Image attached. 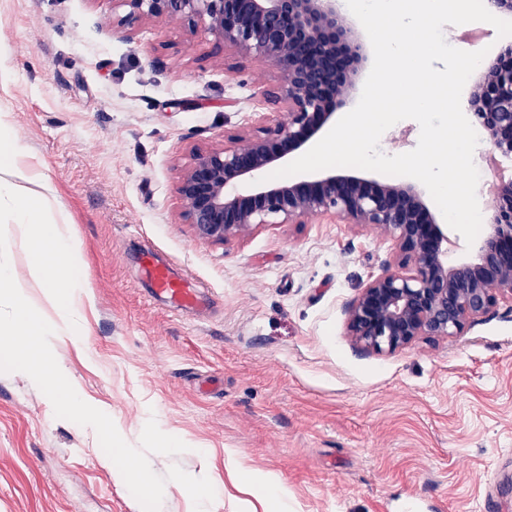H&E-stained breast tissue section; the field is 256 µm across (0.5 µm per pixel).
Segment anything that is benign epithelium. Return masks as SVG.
Returning <instances> with one entry per match:
<instances>
[{
  "instance_id": "7a95c632",
  "label": "benign epithelium",
  "mask_w": 512,
  "mask_h": 512,
  "mask_svg": "<svg viewBox=\"0 0 512 512\" xmlns=\"http://www.w3.org/2000/svg\"><path fill=\"white\" fill-rule=\"evenodd\" d=\"M128 8L119 26L166 18L192 31L203 21L216 43L239 58L258 56L280 78L262 92L273 112L259 125L192 153L176 192L180 219L206 242L226 243L258 226L330 218L371 226L392 243L391 260L346 308L351 342L393 353L420 339L462 334L499 302L512 301V180L489 201L484 236L470 260L448 264L445 234L413 185L329 171L313 180L259 182L305 150L355 87L363 60L352 25L335 0H113ZM470 108L494 149L512 155V51L476 72ZM251 182L249 194L237 185Z\"/></svg>"
}]
</instances>
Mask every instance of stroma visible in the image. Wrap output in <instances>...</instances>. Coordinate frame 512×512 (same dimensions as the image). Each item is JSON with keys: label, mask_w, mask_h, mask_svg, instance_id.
<instances>
[{"label": "stroma", "mask_w": 512, "mask_h": 512, "mask_svg": "<svg viewBox=\"0 0 512 512\" xmlns=\"http://www.w3.org/2000/svg\"><path fill=\"white\" fill-rule=\"evenodd\" d=\"M113 0H0V113L25 162L62 201L93 287L86 336L55 343L84 400L138 445L148 419L192 441L153 454L220 485L211 512L245 495L224 471L236 449L282 475L290 512H512V303L461 335L383 354L357 350L345 308L382 273L391 243L329 218L267 225L224 244L180 223L176 186L194 150L258 124L278 81L259 58L224 68L205 24L126 30ZM449 41L512 44L485 22ZM198 283L205 310L170 311L140 276L145 251ZM11 261L29 303L56 315L28 251ZM215 380L210 392L202 380ZM97 436L55 417L24 373H0V512H142L102 466Z\"/></svg>", "instance_id": "1"}]
</instances>
